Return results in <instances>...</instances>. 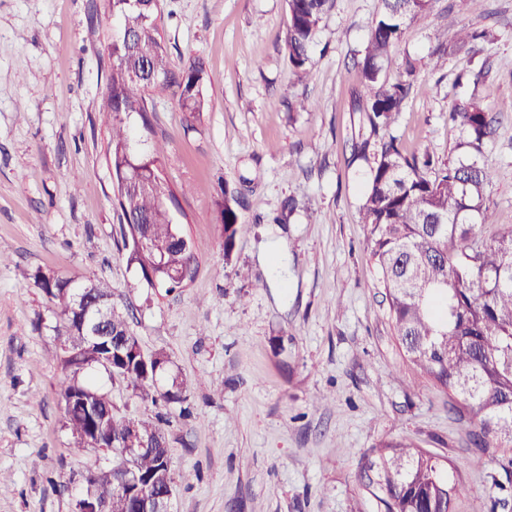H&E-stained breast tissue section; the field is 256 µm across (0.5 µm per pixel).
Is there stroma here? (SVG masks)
I'll list each match as a JSON object with an SVG mask.
<instances>
[{
  "instance_id": "obj_1",
  "label": "stroma",
  "mask_w": 512,
  "mask_h": 512,
  "mask_svg": "<svg viewBox=\"0 0 512 512\" xmlns=\"http://www.w3.org/2000/svg\"><path fill=\"white\" fill-rule=\"evenodd\" d=\"M108 0H0V512H75L104 448L74 450L59 391L62 340L38 269L112 286L144 354L165 352L187 383L190 416L142 402L97 372L116 413L169 419L172 512H380L363 468L406 439L465 486L452 512H512V446L475 454L473 425L406 362L371 260L360 208L385 138L404 155L456 161L457 97L496 108L482 162L488 241L512 227V0H435L407 25L384 67L416 66L401 112L372 130L358 62L381 0H333L311 43V73L285 51L287 0H160L173 65H205L206 109L187 122L150 91L151 132L197 256L192 281L166 292L128 266L99 103L111 66ZM493 40L436 60L458 24ZM306 100L307 109L291 102ZM368 143L365 157L353 141ZM242 193L245 230L224 256L221 183ZM296 208L274 223L286 200Z\"/></svg>"
}]
</instances>
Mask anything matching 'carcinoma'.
Masks as SVG:
<instances>
[{
	"label": "carcinoma",
	"instance_id": "obj_1",
	"mask_svg": "<svg viewBox=\"0 0 512 512\" xmlns=\"http://www.w3.org/2000/svg\"><path fill=\"white\" fill-rule=\"evenodd\" d=\"M118 21L108 46L112 65L100 112L112 125L109 163L113 183L121 193L123 224L120 232L127 263L147 283L170 289L182 287L178 271L196 264L193 245L183 235L171 208L177 196L162 174L164 146L154 143L141 153L121 114H137L150 130L146 93L160 88L177 99L193 121L204 112V64L194 58L174 68L158 27L159 4L143 0H109ZM332 0H287L285 49L301 78L310 73V47ZM434 0H383L360 62L371 97L367 108L373 129L387 126L401 112L408 97L415 67L406 62L394 80L384 74L390 48L401 38L407 22L431 12ZM487 37L485 30L463 27L454 48L462 49ZM448 117L458 123L464 138L459 158L448 164L430 154L407 157L394 139L382 141L361 205L362 223L369 226L370 255L378 267L388 298L389 317L406 360L433 386L459 399L458 412L476 428L473 445L485 452L498 440L512 443V228L491 243L478 242L477 228L490 223L492 214L486 188L490 170L481 162L484 140L492 133L489 108L472 95L455 101ZM222 224L224 258L230 260L237 234L244 229L239 215V191L224 183ZM164 256L158 265L157 254ZM52 304L53 331L59 337L87 332L92 316L77 319L70 309L75 286L66 278L40 269L28 274ZM112 339L78 353H63L68 372L61 388L64 426L76 450L96 447L94 418L69 409L74 396L85 398L95 418L107 430L101 440L117 457L113 467L127 463L122 448L132 431L148 436L153 448L134 462L140 484H111L93 471L85 477L104 503L105 512H136L138 495L160 486L168 470V442L161 418L138 419L118 415L112 399L89 378L107 370L125 380L143 401L183 400L186 382L172 372L163 352L142 355L137 336L126 317L112 312ZM375 477L370 494L384 512H449L454 497L465 488L448 483L439 461L413 443L392 439L380 443L368 458Z\"/></svg>",
	"mask_w": 512,
	"mask_h": 512
}]
</instances>
